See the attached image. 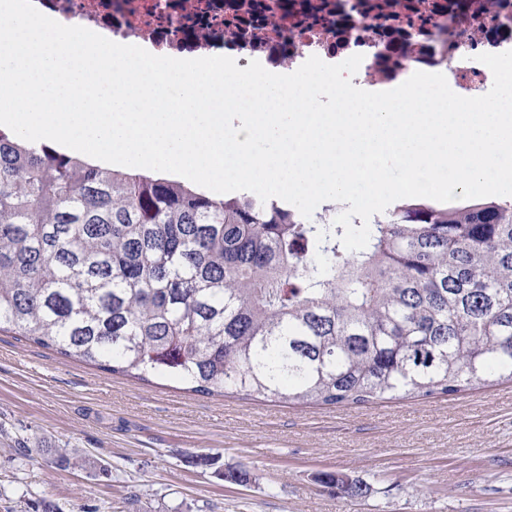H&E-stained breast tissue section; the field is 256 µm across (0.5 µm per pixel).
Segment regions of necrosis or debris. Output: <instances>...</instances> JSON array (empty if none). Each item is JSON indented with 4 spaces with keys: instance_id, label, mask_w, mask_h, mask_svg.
Returning <instances> with one entry per match:
<instances>
[{
    "instance_id": "obj_1",
    "label": "necrosis or debris",
    "mask_w": 512,
    "mask_h": 512,
    "mask_svg": "<svg viewBox=\"0 0 512 512\" xmlns=\"http://www.w3.org/2000/svg\"><path fill=\"white\" fill-rule=\"evenodd\" d=\"M65 20L151 45L156 52L232 54L296 71L310 56L363 61L355 86L388 87L414 72L441 73L465 97L487 93L492 73L477 57L512 50L499 0H403L378 17L377 0H38ZM236 39H228V32Z\"/></svg>"
}]
</instances>
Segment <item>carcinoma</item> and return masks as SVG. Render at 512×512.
Returning <instances> with one entry per match:
<instances>
[{"mask_svg":"<svg viewBox=\"0 0 512 512\" xmlns=\"http://www.w3.org/2000/svg\"><path fill=\"white\" fill-rule=\"evenodd\" d=\"M312 218L0 131V331L144 382L290 405L512 382V202ZM349 499L370 484L326 473Z\"/></svg>","mask_w":512,"mask_h":512,"instance_id":"obj_1","label":"carcinoma"}]
</instances>
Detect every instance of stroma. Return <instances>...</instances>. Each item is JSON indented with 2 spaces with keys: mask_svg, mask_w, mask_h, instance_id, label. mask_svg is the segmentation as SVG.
I'll use <instances>...</instances> for the list:
<instances>
[{
  "mask_svg": "<svg viewBox=\"0 0 512 512\" xmlns=\"http://www.w3.org/2000/svg\"><path fill=\"white\" fill-rule=\"evenodd\" d=\"M241 468L248 483L228 480ZM325 473L374 491L342 497ZM0 512H512V384L300 407L112 375L0 332Z\"/></svg>",
  "mask_w": 512,
  "mask_h": 512,
  "instance_id": "35a3bbf8",
  "label": "stroma"
}]
</instances>
